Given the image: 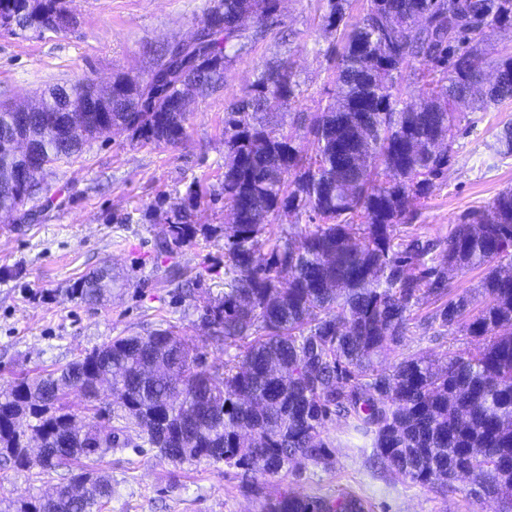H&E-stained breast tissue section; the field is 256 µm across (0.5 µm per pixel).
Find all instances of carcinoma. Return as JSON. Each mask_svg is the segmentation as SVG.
Returning <instances> with one entry per match:
<instances>
[{
    "label": "carcinoma",
    "instance_id": "obj_1",
    "mask_svg": "<svg viewBox=\"0 0 512 512\" xmlns=\"http://www.w3.org/2000/svg\"><path fill=\"white\" fill-rule=\"evenodd\" d=\"M348 0H327L322 16L339 33L336 89L307 117L311 152L260 115L303 95L292 67L265 69L224 113V208L237 223L224 244V299L203 306L206 335L246 342L211 371L171 327L117 337L66 366L21 378L0 391V468H65L68 482L47 497L0 500V512H102L112 478L102 451L137 426L173 462L205 460L249 475H276L297 457L322 461L334 417L370 441L378 462L421 485H448L461 471L477 496L512 512V188L455 224L444 238L403 234L413 199L444 177L461 122L459 107L488 112L512 98V54L488 59L484 28L512 30V0H365L355 22ZM279 0H216L200 43L169 44L142 81L117 76L48 90L36 108L0 111V214L41 190L38 176L115 126L137 143L176 145L186 136L178 71L195 66L192 90L224 84L227 47L246 38L243 17L266 32ZM66 0H0V29L67 31ZM417 96L403 98L410 63ZM512 156V124L487 144ZM25 170L24 181L17 179ZM198 204L167 212L161 249L190 242ZM319 219L290 237L281 213ZM482 268L477 293L453 291L452 275ZM112 269L74 283L97 306L112 297ZM438 305L421 317L428 301ZM421 329H460L482 339L439 369L423 356L390 368L374 358ZM122 400L124 425L88 427L101 410L99 383ZM84 392L79 411L63 405ZM263 512H364L353 496L288 493Z\"/></svg>",
    "mask_w": 512,
    "mask_h": 512
}]
</instances>
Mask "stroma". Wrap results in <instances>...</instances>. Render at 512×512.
<instances>
[{"instance_id":"stroma-1","label":"stroma","mask_w":512,"mask_h":512,"mask_svg":"<svg viewBox=\"0 0 512 512\" xmlns=\"http://www.w3.org/2000/svg\"><path fill=\"white\" fill-rule=\"evenodd\" d=\"M209 0H68L75 24L63 33L13 35L0 30V105L35 103L47 89L90 81L106 87L118 74L146 79L157 50L189 38ZM323 0H281L266 36L230 47L222 88L188 100L187 136L178 145L140 144L118 130L55 164L46 189L12 216L0 218V386L47 372L113 338L175 326L208 369L223 368L236 345H219L200 328L202 306L224 297V229L218 198L224 183V111L266 64L284 59L304 91L291 107L266 115L307 147L297 115L313 112L336 87L334 53L341 44L321 22ZM512 122V101L462 119L444 179L410 209L418 233L447 236L468 211L512 187V157L488 160V142ZM200 202L196 237L172 252L155 243L166 229L159 202ZM109 266L119 281L110 303L89 306L70 295L73 284ZM453 332H416L381 357L382 366L425 354L436 366L478 346ZM329 458L301 459L280 474L249 483L240 470L207 462L175 463L128 429L103 455L112 478L104 512H260L283 493L300 498L352 494L365 512H502L500 501L471 495L462 477L438 489L373 466L343 420L323 431ZM56 472L0 470V498L53 493Z\"/></svg>"}]
</instances>
